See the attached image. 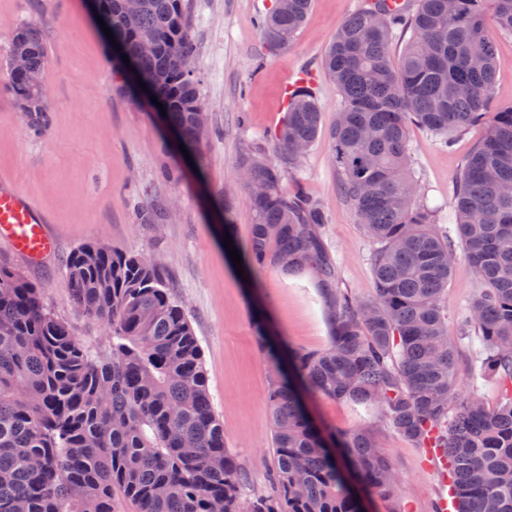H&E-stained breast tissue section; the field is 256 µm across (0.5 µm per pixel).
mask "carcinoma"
Returning <instances> with one entry per match:
<instances>
[{
	"mask_svg": "<svg viewBox=\"0 0 512 512\" xmlns=\"http://www.w3.org/2000/svg\"><path fill=\"white\" fill-rule=\"evenodd\" d=\"M512 33V0H418L391 12L385 0L353 10L322 67L342 107L328 130L340 194L375 246L367 300L341 286L321 233L323 205L298 179L305 151L322 134L317 100L306 87L262 146L237 168L263 187L248 195L253 224L247 272L271 266L307 270L332 326L320 352L271 346L268 317H255L270 368L267 407L274 469L269 491L250 498L238 458L224 443L198 340L156 264L98 244L65 260L75 303L112 327L109 349L84 344L46 307L41 289L0 264V512H363L358 484L382 494L399 478L364 430L325 433L306 398L320 395L377 405L388 427L450 462L458 512H512V107L486 120L495 80L494 42L484 4ZM111 29L152 95L165 125L189 155L209 131L200 92L185 63L193 54L184 0H141L126 21L122 0H99ZM311 0H273L260 20L270 50L289 45ZM403 47L398 63L393 44ZM29 55L40 78L8 73L29 128L45 130L39 103L47 55L39 28L15 30L12 53ZM417 125L443 146L466 131L484 133L453 177L459 244L437 229L411 174L409 131ZM480 288L449 337L445 302L457 251ZM481 343L479 369L493 376L499 401L487 406L459 389L457 340Z\"/></svg>",
	"mask_w": 512,
	"mask_h": 512,
	"instance_id": "1",
	"label": "carcinoma"
}]
</instances>
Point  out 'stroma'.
Segmentation results:
<instances>
[{
  "instance_id": "1",
  "label": "stroma",
  "mask_w": 512,
  "mask_h": 512,
  "mask_svg": "<svg viewBox=\"0 0 512 512\" xmlns=\"http://www.w3.org/2000/svg\"><path fill=\"white\" fill-rule=\"evenodd\" d=\"M195 45L193 77L211 133L201 144V169L175 160V148L156 110L116 90L117 61L89 0H0V176L10 178L50 220L55 249L34 265L0 242V263L13 265L43 290L50 310L85 344L107 348L108 328L76 305L64 269L67 256L87 243L139 252L155 261L181 302L203 353L209 392L224 422L250 489L269 487L273 467L267 409L269 370L257 343L250 292H257L275 332L291 346L321 351L331 342L327 314L313 277L267 267L245 282L221 242L224 216L235 224L238 250L249 245L252 216L237 169L240 153L280 123L288 91L307 72L330 128L341 96L320 63L342 20L357 0H312L290 46L269 52L259 28L270 0H186ZM36 24L48 63L44 84L53 105L42 133L28 127L9 89L6 63L15 29ZM496 74L489 112L512 106V35L495 37ZM481 135L474 129L446 148L422 127L410 129L411 164L419 195L455 224L452 177ZM301 186L320 200L328 221L324 239L339 263L345 288L361 298L373 288V246L353 209L340 197L327 137L304 160ZM160 205L166 218L143 224V208ZM316 423L362 429L400 477L393 496L364 494L366 512H433L443 488L422 449L392 432L380 409L323 396L308 400Z\"/></svg>"
}]
</instances>
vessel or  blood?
<instances>
[{"label": "vessel or blood", "mask_w": 512, "mask_h": 512, "mask_svg": "<svg viewBox=\"0 0 512 512\" xmlns=\"http://www.w3.org/2000/svg\"><path fill=\"white\" fill-rule=\"evenodd\" d=\"M0 240L14 251L25 254L32 263H40L54 249V241L34 201L16 185L0 178Z\"/></svg>", "instance_id": "b4317fda"}]
</instances>
